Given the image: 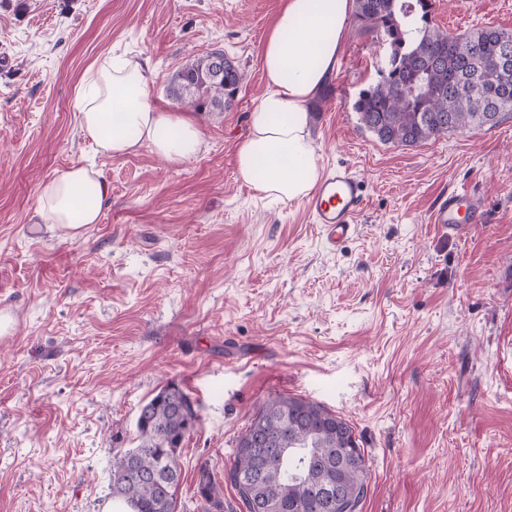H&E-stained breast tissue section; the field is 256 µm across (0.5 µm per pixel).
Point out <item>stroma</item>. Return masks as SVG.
I'll use <instances>...</instances> for the list:
<instances>
[{
	"instance_id": "35a3bbf8",
	"label": "stroma",
	"mask_w": 512,
	"mask_h": 512,
	"mask_svg": "<svg viewBox=\"0 0 512 512\" xmlns=\"http://www.w3.org/2000/svg\"><path fill=\"white\" fill-rule=\"evenodd\" d=\"M429 2L448 32L512 33V0ZM280 4L0 0V512H104L114 453L168 386L199 414L177 512H194L200 470L223 478L273 394L350 423L370 472L362 512H512V117L381 143L352 104L390 49L350 19L311 134L321 169L352 168L367 203L326 249L301 199L236 166ZM214 48L245 80L229 110L202 112L169 80ZM109 54L149 60L157 109L200 126L198 156H112L81 132L82 79ZM77 167L109 185L99 223H43V188ZM453 190L479 202L478 223H430Z\"/></svg>"
}]
</instances>
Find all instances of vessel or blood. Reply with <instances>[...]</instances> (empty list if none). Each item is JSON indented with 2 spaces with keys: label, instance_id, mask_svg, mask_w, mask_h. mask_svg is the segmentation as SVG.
<instances>
[{
  "label": "vessel or blood",
  "instance_id": "vessel-or-blood-1",
  "mask_svg": "<svg viewBox=\"0 0 512 512\" xmlns=\"http://www.w3.org/2000/svg\"><path fill=\"white\" fill-rule=\"evenodd\" d=\"M312 223L318 224L324 245L329 249L349 241L357 232V221L366 206L363 183L349 168L339 167L324 173L314 190L304 199ZM477 201L467 192H454L441 199L431 214V221L457 230L476 223Z\"/></svg>",
  "mask_w": 512,
  "mask_h": 512
}]
</instances>
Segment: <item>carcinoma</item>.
<instances>
[{
    "label": "carcinoma",
    "mask_w": 512,
    "mask_h": 512,
    "mask_svg": "<svg viewBox=\"0 0 512 512\" xmlns=\"http://www.w3.org/2000/svg\"><path fill=\"white\" fill-rule=\"evenodd\" d=\"M356 17L383 34L393 47L377 83L352 105L363 125L383 144L413 146L455 131L494 127L512 116V71L488 72L479 60L497 54L512 34L481 28L462 35L479 54L448 49V33L430 25L428 0H355ZM244 76L229 64L212 77L208 57L187 62L169 87L199 109L222 112L233 105ZM199 416L192 401L174 386L159 391L137 418L139 443L118 452L112 464V500L128 512H176L181 472L178 450ZM264 438L273 448L252 455L248 440ZM150 474L147 479L144 474ZM276 502L277 512H362L370 476L364 449L351 425L323 406L286 394L268 397L237 439L234 459L220 482L200 471L199 512H224L221 483L232 486L246 512L251 491ZM339 481L346 506L322 487Z\"/></svg>",
    "instance_id": "carcinoma-1"
}]
</instances>
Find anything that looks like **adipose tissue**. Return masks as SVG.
I'll return each instance as SVG.
<instances>
[{"label":"adipose tissue","mask_w":512,"mask_h":512,"mask_svg":"<svg viewBox=\"0 0 512 512\" xmlns=\"http://www.w3.org/2000/svg\"><path fill=\"white\" fill-rule=\"evenodd\" d=\"M350 11L351 0H282L262 49L267 91L237 156L239 176L265 195L302 197L320 178L307 104L336 68ZM150 74L138 59L108 55L95 62L77 103L81 131L113 156L147 146L171 163L196 157L204 146L200 128L156 108ZM107 195L101 174L74 168L43 188L40 212L45 223L76 229L99 222Z\"/></svg>","instance_id":"obj_1"}]
</instances>
